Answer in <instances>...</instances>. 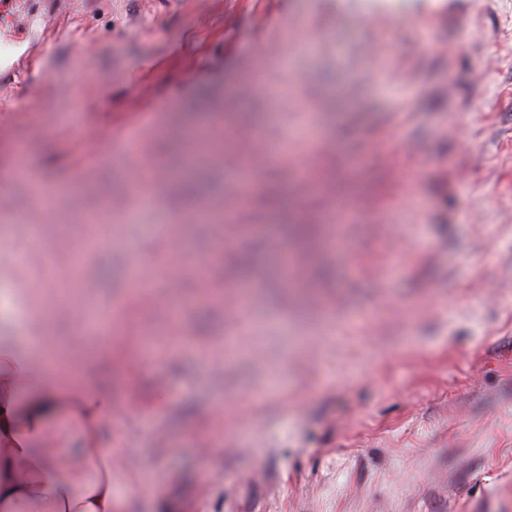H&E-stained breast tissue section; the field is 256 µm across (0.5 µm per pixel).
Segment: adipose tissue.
<instances>
[{"mask_svg":"<svg viewBox=\"0 0 512 512\" xmlns=\"http://www.w3.org/2000/svg\"><path fill=\"white\" fill-rule=\"evenodd\" d=\"M112 399L55 367L38 337L0 342V512H122L95 433Z\"/></svg>","mask_w":512,"mask_h":512,"instance_id":"adipose-tissue-1","label":"adipose tissue"}]
</instances>
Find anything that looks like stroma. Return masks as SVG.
Masks as SVG:
<instances>
[{"label":"stroma","mask_w":512,"mask_h":512,"mask_svg":"<svg viewBox=\"0 0 512 512\" xmlns=\"http://www.w3.org/2000/svg\"><path fill=\"white\" fill-rule=\"evenodd\" d=\"M20 145L0 290L111 396L123 512H512V0H0Z\"/></svg>","instance_id":"obj_1"}]
</instances>
